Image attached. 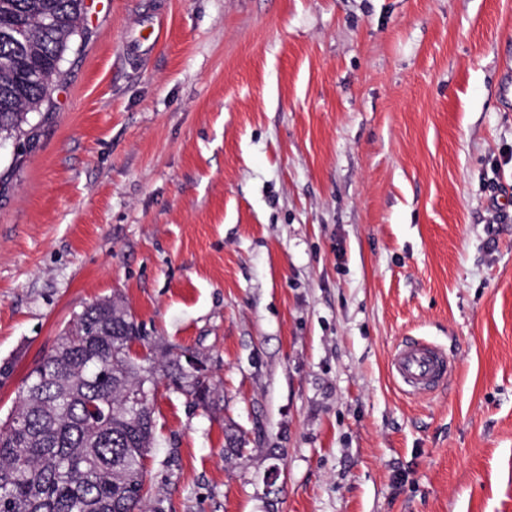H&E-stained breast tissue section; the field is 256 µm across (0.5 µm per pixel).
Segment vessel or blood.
Masks as SVG:
<instances>
[{
  "instance_id": "1",
  "label": "vessel or blood",
  "mask_w": 512,
  "mask_h": 512,
  "mask_svg": "<svg viewBox=\"0 0 512 512\" xmlns=\"http://www.w3.org/2000/svg\"><path fill=\"white\" fill-rule=\"evenodd\" d=\"M392 367L401 389L410 395L434 391L452 375L447 355L425 341L402 345L393 357Z\"/></svg>"
}]
</instances>
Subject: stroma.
<instances>
[{"instance_id": "obj_1", "label": "stroma", "mask_w": 512, "mask_h": 512, "mask_svg": "<svg viewBox=\"0 0 512 512\" xmlns=\"http://www.w3.org/2000/svg\"><path fill=\"white\" fill-rule=\"evenodd\" d=\"M85 4L35 148L0 145V416L119 296L210 370L200 405L157 383L146 512H512V0ZM392 367L401 389L410 395L432 392L452 375L448 356L426 341L402 345L393 357Z\"/></svg>"}]
</instances>
